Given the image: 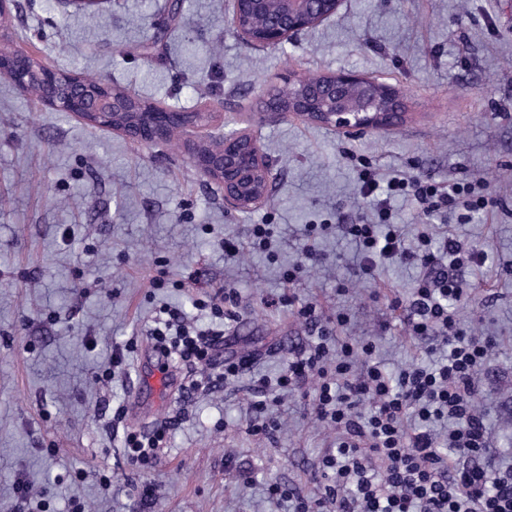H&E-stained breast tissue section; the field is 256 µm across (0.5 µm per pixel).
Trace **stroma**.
<instances>
[{"label":"stroma","mask_w":512,"mask_h":512,"mask_svg":"<svg viewBox=\"0 0 512 512\" xmlns=\"http://www.w3.org/2000/svg\"><path fill=\"white\" fill-rule=\"evenodd\" d=\"M167 0H112L96 12L56 0H17L0 42L57 71L117 82L178 111L222 105L223 132L247 130L271 167L265 201L228 209L185 147L133 142L42 106L0 76V512H291L272 484L316 497L319 460L336 431L315 418L311 397L276 381L313 331L298 314L344 310L345 330L373 338L388 368L428 362L390 303L406 298L422 269L403 263L351 280L356 247L335 220H369L357 193L363 170L380 182L420 176L472 185L487 199L471 220L427 218L407 197L391 200L408 238L454 236L488 256L461 271L469 301L458 320L497 344L481 368L479 408L488 457L512 463V0H343L337 13L280 48L244 43L225 0H182L166 29ZM350 69L410 98L409 118L357 137L265 112L289 70ZM324 232L313 233L316 224ZM268 224V251L249 229ZM238 247L224 252L225 241ZM315 245L320 263L293 284L283 274ZM239 294L232 341L213 362L252 356L225 385L160 398L143 391L150 423L128 417L138 370H149L155 315H194L219 287ZM287 294L292 304L277 299ZM130 344L113 376L106 363ZM270 380L279 428L247 431L256 380ZM168 424L148 474L129 465L125 432ZM30 491L19 507L16 485Z\"/></svg>","instance_id":"obj_1"}]
</instances>
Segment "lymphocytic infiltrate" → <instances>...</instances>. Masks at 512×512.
Masks as SVG:
<instances>
[{
  "mask_svg": "<svg viewBox=\"0 0 512 512\" xmlns=\"http://www.w3.org/2000/svg\"><path fill=\"white\" fill-rule=\"evenodd\" d=\"M358 191L373 198L381 219L341 225L358 246L352 277L372 278L394 262L426 269L417 288L406 299H394L392 308L413 335L439 337L442 354L429 366L386 371L375 360L373 340L332 342L334 327L347 322L344 313H337L331 327L315 306L302 307L317 340L289 361L277 384L300 389L317 379L312 411L336 430L338 441L319 466L321 498L279 484L269 492L295 501V512H512V464L494 467L487 461L490 436L475 404L477 375L495 340L474 336L454 314L468 294L453 269L482 265L486 255L453 238L439 247L428 239L412 246L386 219L395 195L412 197L430 217L459 205L472 189L419 178L395 177L383 185L365 171ZM443 262L448 270H440ZM237 307L236 292L221 291L197 305L216 326L198 327L170 310L156 317L152 338L174 365L211 366L224 339L223 324L235 320Z\"/></svg>",
  "mask_w": 512,
  "mask_h": 512,
  "instance_id": "f902f5d3",
  "label": "lymphocytic infiltrate"
}]
</instances>
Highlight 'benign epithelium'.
<instances>
[{
    "mask_svg": "<svg viewBox=\"0 0 512 512\" xmlns=\"http://www.w3.org/2000/svg\"><path fill=\"white\" fill-rule=\"evenodd\" d=\"M343 0H252L256 11L269 13L267 23L255 28L242 20L241 0H227L229 17L241 38L258 48H277L302 31L336 14ZM77 10L94 12L112 0H57ZM21 53L19 71H14L0 53V74L21 89L29 85L33 65ZM39 100L47 107L70 112L87 120L112 116L111 128L138 143L156 144L168 140L169 130H182L185 146L199 173L216 184L224 194V204L232 209H248L267 196L270 164L258 142L246 131H237L214 142L202 130L216 118L215 112H148L128 120L133 109L128 95L118 96L107 88H94L78 74H71L68 86L58 84L57 72L45 66L38 70ZM288 105L273 96L266 111L290 114L304 121L329 126L346 136L370 130L390 129L407 119L408 99L389 83L367 78L354 71L324 74L317 80L292 73L288 76Z\"/></svg>",
    "mask_w": 512,
    "mask_h": 512,
    "instance_id": "obj_1",
    "label": "benign epithelium"
}]
</instances>
